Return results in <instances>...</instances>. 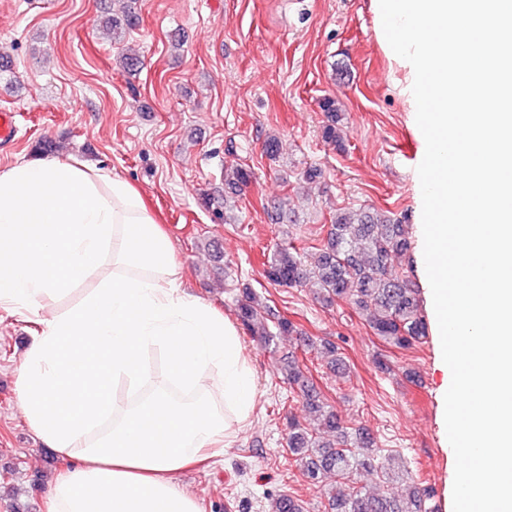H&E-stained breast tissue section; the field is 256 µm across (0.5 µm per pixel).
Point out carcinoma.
<instances>
[{
  "mask_svg": "<svg viewBox=\"0 0 512 512\" xmlns=\"http://www.w3.org/2000/svg\"><path fill=\"white\" fill-rule=\"evenodd\" d=\"M122 18L112 20V35L118 40L136 29L140 16L131 2L121 7ZM324 120L322 139L344 149L343 113L336 100L327 96L320 102ZM253 172L235 166L224 172V182L231 189L247 186ZM411 251L406 225L389 212L340 211L330 224L327 236L313 261L306 264L288 247H279L268 258L265 277L275 285L294 287L314 280L323 301L347 298L360 308L374 306L369 325L374 333L401 348L414 345L428 332L419 291L409 276L397 274L391 266L393 257ZM237 320L254 331L262 317V305L256 294L245 287L237 301ZM288 385L302 392L310 408L319 413V426L331 434L322 441L313 431L295 420L289 424L288 449L304 463L311 481L320 483L326 475L349 481L361 467L374 465L381 456L376 441L365 432L349 441V433L336 413L319 405L311 392L310 379L297 365H288ZM271 512H303L299 500L282 495L271 505ZM324 512H403L396 500L376 494L356 492L346 497H330Z\"/></svg>",
  "mask_w": 512,
  "mask_h": 512,
  "instance_id": "1",
  "label": "carcinoma"
}]
</instances>
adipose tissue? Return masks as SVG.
<instances>
[{"label":"adipose tissue","mask_w":512,"mask_h":512,"mask_svg":"<svg viewBox=\"0 0 512 512\" xmlns=\"http://www.w3.org/2000/svg\"><path fill=\"white\" fill-rule=\"evenodd\" d=\"M0 309L36 327L18 401L67 463L46 512H201L178 476L251 425L257 384L235 324L183 290L139 191L69 159L0 169Z\"/></svg>","instance_id":"1"}]
</instances>
